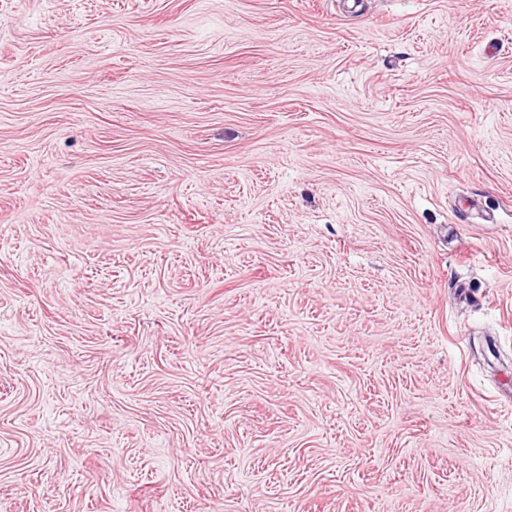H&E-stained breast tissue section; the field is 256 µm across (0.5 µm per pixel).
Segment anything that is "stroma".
<instances>
[{
	"label": "stroma",
	"mask_w": 512,
	"mask_h": 512,
	"mask_svg": "<svg viewBox=\"0 0 512 512\" xmlns=\"http://www.w3.org/2000/svg\"><path fill=\"white\" fill-rule=\"evenodd\" d=\"M0 512H512V0H0Z\"/></svg>",
	"instance_id": "stroma-1"
}]
</instances>
